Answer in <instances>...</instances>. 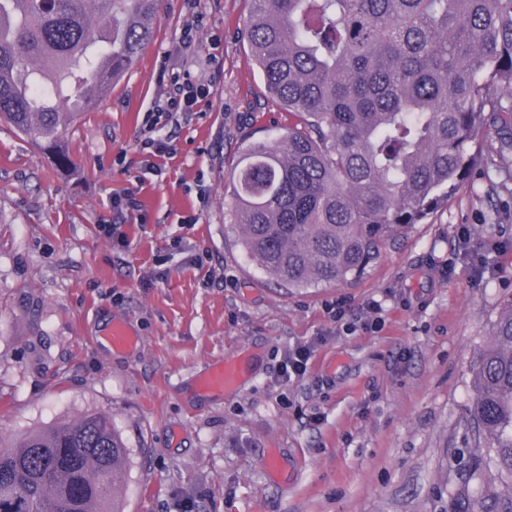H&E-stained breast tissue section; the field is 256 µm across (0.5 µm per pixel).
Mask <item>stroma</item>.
<instances>
[{"label":"stroma","instance_id":"stroma-1","mask_svg":"<svg viewBox=\"0 0 512 512\" xmlns=\"http://www.w3.org/2000/svg\"><path fill=\"white\" fill-rule=\"evenodd\" d=\"M249 8L163 0L142 56L67 129L71 166L0 122V439L107 413L129 449L124 512H467L473 364L512 309V251L479 281L469 255L512 244V166L470 171L357 282L279 285L245 257L230 209L244 135L291 121L263 98L241 37ZM195 23L191 56L178 42ZM186 69L212 85V105L162 129L176 153L147 172L145 114ZM128 191L141 210L113 209ZM115 320L139 349L98 344ZM306 341L308 374L282 382L285 350ZM239 349L256 360L251 381L200 395L196 376Z\"/></svg>","mask_w":512,"mask_h":512}]
</instances>
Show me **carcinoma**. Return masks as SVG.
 Segmentation results:
<instances>
[{"mask_svg": "<svg viewBox=\"0 0 512 512\" xmlns=\"http://www.w3.org/2000/svg\"><path fill=\"white\" fill-rule=\"evenodd\" d=\"M266 96L293 123L232 169L238 243L286 288L349 283L512 154V0H250ZM160 0H0V119L66 165L62 135L153 39ZM472 421L512 475V309L474 363ZM128 448L104 412L0 441V512H121Z\"/></svg>", "mask_w": 512, "mask_h": 512, "instance_id": "carcinoma-1", "label": "carcinoma"}]
</instances>
